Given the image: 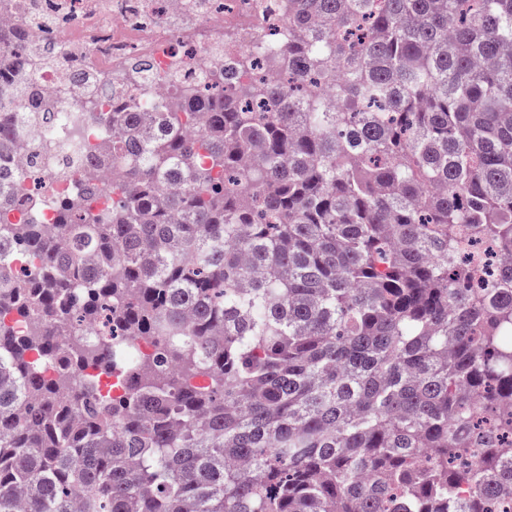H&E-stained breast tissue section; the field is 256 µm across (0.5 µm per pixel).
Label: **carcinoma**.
Here are the masks:
<instances>
[{"label":"carcinoma","instance_id":"1","mask_svg":"<svg viewBox=\"0 0 512 512\" xmlns=\"http://www.w3.org/2000/svg\"><path fill=\"white\" fill-rule=\"evenodd\" d=\"M288 20V85L231 67L186 110L105 112L133 192L100 210L90 172L56 233L0 227V512L512 498V263L488 283L461 256L512 255V0H288ZM36 53L0 30V71ZM33 98L22 80L0 105V153ZM37 209L0 158V212Z\"/></svg>","mask_w":512,"mask_h":512}]
</instances>
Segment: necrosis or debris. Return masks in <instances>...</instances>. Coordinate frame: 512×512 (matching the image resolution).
Here are the masks:
<instances>
[{
    "mask_svg": "<svg viewBox=\"0 0 512 512\" xmlns=\"http://www.w3.org/2000/svg\"><path fill=\"white\" fill-rule=\"evenodd\" d=\"M280 0H0V25L24 28L48 50L30 80L38 111L54 121L19 131L30 154L53 144L57 157L79 148L101 159L112 138L99 113L134 107L153 112L173 105L176 89L223 85L224 69L237 81L266 79L269 55L288 44V16ZM146 64L135 74L132 63ZM87 170L43 174L39 221L51 223L60 196H77Z\"/></svg>",
    "mask_w": 512,
    "mask_h": 512,
    "instance_id": "4bbe7bcc",
    "label": "necrosis or debris"
}]
</instances>
